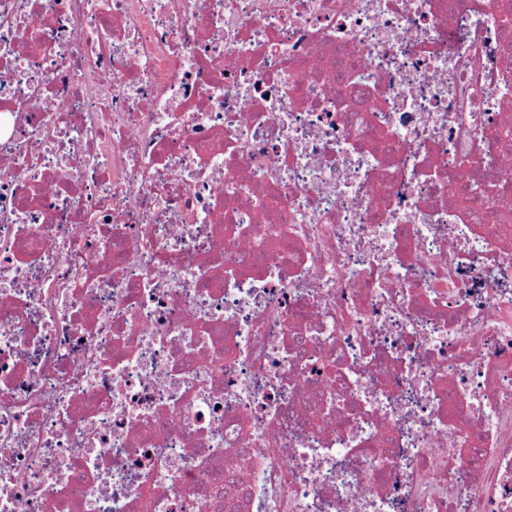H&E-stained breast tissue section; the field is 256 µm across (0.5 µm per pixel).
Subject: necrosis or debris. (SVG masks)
I'll list each match as a JSON object with an SVG mask.
<instances>
[{
	"label": "necrosis or debris",
	"mask_w": 512,
	"mask_h": 512,
	"mask_svg": "<svg viewBox=\"0 0 512 512\" xmlns=\"http://www.w3.org/2000/svg\"><path fill=\"white\" fill-rule=\"evenodd\" d=\"M512 0H0V512H512Z\"/></svg>",
	"instance_id": "4bbe7bcc"
}]
</instances>
